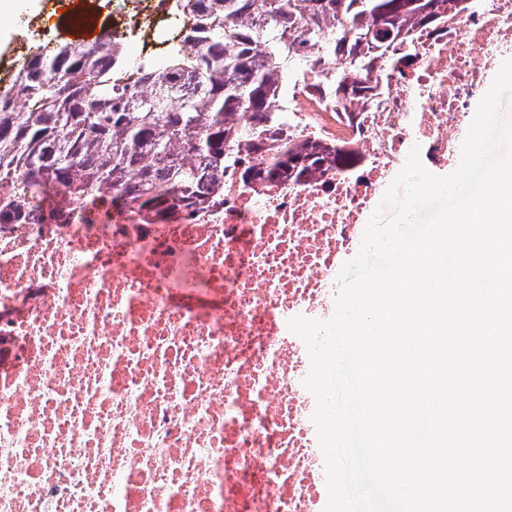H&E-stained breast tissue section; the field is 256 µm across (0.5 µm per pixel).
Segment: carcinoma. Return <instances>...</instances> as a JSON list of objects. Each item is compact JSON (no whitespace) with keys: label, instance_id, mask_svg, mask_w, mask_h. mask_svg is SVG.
Segmentation results:
<instances>
[{"label":"carcinoma","instance_id":"cac0c4a2","mask_svg":"<svg viewBox=\"0 0 512 512\" xmlns=\"http://www.w3.org/2000/svg\"><path fill=\"white\" fill-rule=\"evenodd\" d=\"M182 0L190 27L166 64L130 62L112 35L90 45H36L0 94V181L14 175L31 194L52 189L70 204L112 189L110 208L145 224L192 215L224 201V170L249 189L302 183L344 166L336 148L288 143L276 106L295 54L290 35L325 42L336 61V95L347 102L397 56L410 29L445 20L443 0ZM335 33L326 36L325 28ZM278 143L244 163L234 148L253 140L236 123ZM25 199L0 194V224H23Z\"/></svg>","mask_w":512,"mask_h":512}]
</instances>
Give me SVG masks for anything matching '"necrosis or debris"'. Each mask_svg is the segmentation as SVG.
<instances>
[{"instance_id":"obj_1","label":"necrosis or debris","mask_w":512,"mask_h":512,"mask_svg":"<svg viewBox=\"0 0 512 512\" xmlns=\"http://www.w3.org/2000/svg\"><path fill=\"white\" fill-rule=\"evenodd\" d=\"M512 44V0L414 31L412 67L339 106L324 49L278 107L295 141L361 164L163 224L102 204L0 225V512H323L325 461L288 328L335 312L336 271L412 147L459 161L473 104Z\"/></svg>"}]
</instances>
